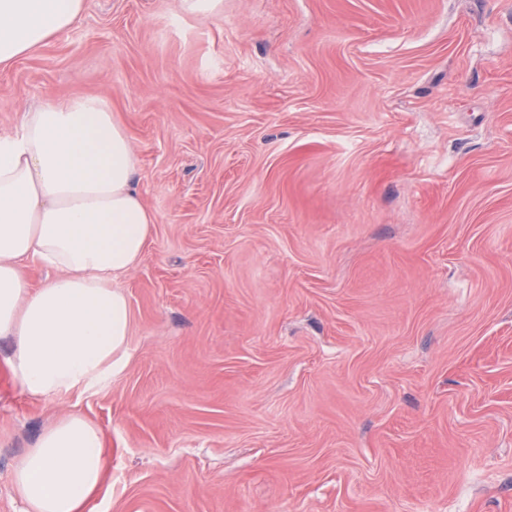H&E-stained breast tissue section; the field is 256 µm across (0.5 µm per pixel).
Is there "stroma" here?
<instances>
[{
  "mask_svg": "<svg viewBox=\"0 0 512 512\" xmlns=\"http://www.w3.org/2000/svg\"><path fill=\"white\" fill-rule=\"evenodd\" d=\"M108 101L155 216L123 368L60 412L92 512H512V0H87L0 70V134Z\"/></svg>",
  "mask_w": 512,
  "mask_h": 512,
  "instance_id": "1",
  "label": "stroma"
}]
</instances>
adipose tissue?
<instances>
[{
	"label": "adipose tissue",
	"instance_id": "obj_1",
	"mask_svg": "<svg viewBox=\"0 0 512 512\" xmlns=\"http://www.w3.org/2000/svg\"><path fill=\"white\" fill-rule=\"evenodd\" d=\"M86 0H0V69L70 29ZM139 159L107 101L47 98L0 135V339L22 392L91 388L122 364L131 332L113 282L137 264L154 217L133 185ZM54 269L40 287L29 259ZM104 429L61 413L13 469L24 512H86L105 476Z\"/></svg>",
	"mask_w": 512,
	"mask_h": 512
}]
</instances>
